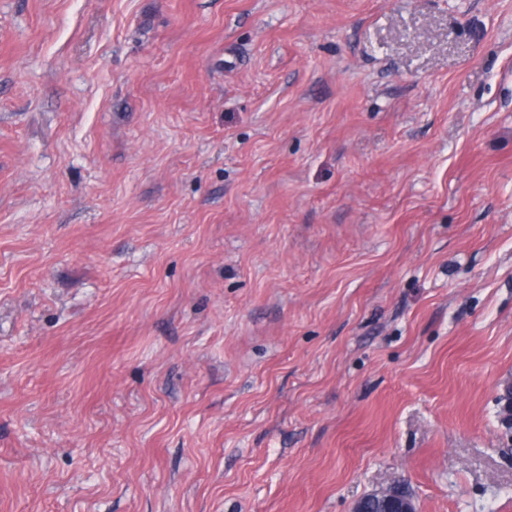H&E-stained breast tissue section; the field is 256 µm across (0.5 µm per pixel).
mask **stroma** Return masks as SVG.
Instances as JSON below:
<instances>
[{
	"label": "stroma",
	"mask_w": 512,
	"mask_h": 512,
	"mask_svg": "<svg viewBox=\"0 0 512 512\" xmlns=\"http://www.w3.org/2000/svg\"><path fill=\"white\" fill-rule=\"evenodd\" d=\"M512 0H0V512H512ZM371 499L379 505V508L374 512L418 511L410 490L401 484H392L382 491L369 493L358 499L352 508V512H371L368 508V503Z\"/></svg>",
	"instance_id": "obj_1"
}]
</instances>
